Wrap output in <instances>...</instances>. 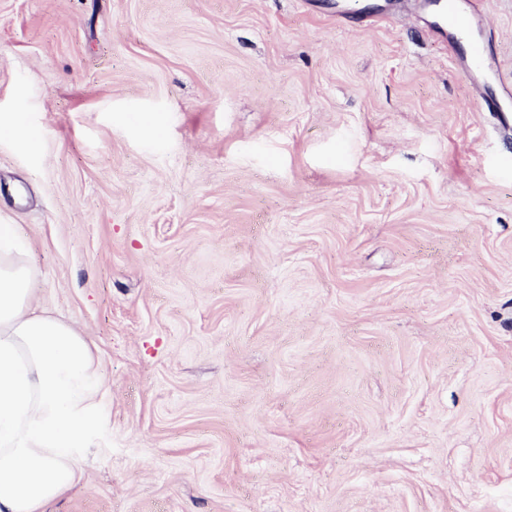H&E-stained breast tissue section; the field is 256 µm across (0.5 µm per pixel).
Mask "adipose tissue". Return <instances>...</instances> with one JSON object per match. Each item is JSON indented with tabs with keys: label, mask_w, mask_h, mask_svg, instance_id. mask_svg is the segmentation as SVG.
Masks as SVG:
<instances>
[{
	"label": "adipose tissue",
	"mask_w": 512,
	"mask_h": 512,
	"mask_svg": "<svg viewBox=\"0 0 512 512\" xmlns=\"http://www.w3.org/2000/svg\"><path fill=\"white\" fill-rule=\"evenodd\" d=\"M14 225L0 224V512H44L84 476L106 393L88 337L42 310Z\"/></svg>",
	"instance_id": "obj_1"
}]
</instances>
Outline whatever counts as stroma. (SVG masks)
<instances>
[{"label":"stroma","mask_w":512,"mask_h":512,"mask_svg":"<svg viewBox=\"0 0 512 512\" xmlns=\"http://www.w3.org/2000/svg\"><path fill=\"white\" fill-rule=\"evenodd\" d=\"M344 2L0 0V224L106 380L47 512H512V135Z\"/></svg>","instance_id":"35a3bbf8"}]
</instances>
